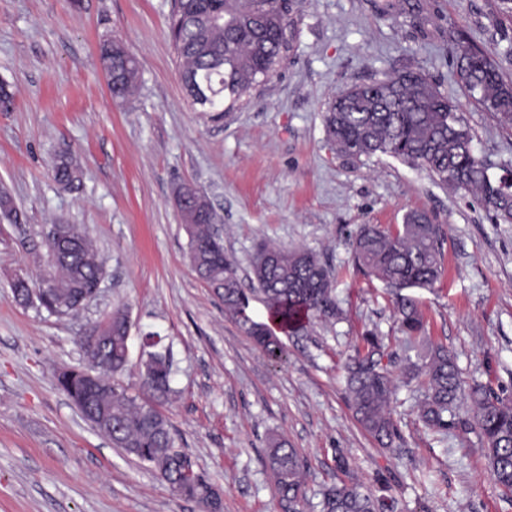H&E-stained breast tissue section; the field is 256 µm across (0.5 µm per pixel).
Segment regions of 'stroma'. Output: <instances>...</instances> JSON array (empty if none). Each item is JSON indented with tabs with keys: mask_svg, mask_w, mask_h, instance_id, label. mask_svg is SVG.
Masks as SVG:
<instances>
[{
	"mask_svg": "<svg viewBox=\"0 0 512 512\" xmlns=\"http://www.w3.org/2000/svg\"><path fill=\"white\" fill-rule=\"evenodd\" d=\"M172 0H0V81L15 95L0 112V188L23 215L0 218V512H199L151 469L85 422L57 385L87 367L76 342L109 312L127 311L138 388L143 337L174 358L164 405L176 444L224 492V512H279L265 465L279 435L307 459L304 512L322 491L358 481L392 500V512H512L486 468L477 433H441L417 418L421 394L398 383L391 407L400 438L388 449L355 421L343 366L363 333L404 352L389 287L356 272L348 238L359 225L394 228L424 210L441 224L443 275L414 289L426 330L417 349L444 344L465 381L512 401V224H494L470 195L381 155L337 157L323 115L347 85L407 66L448 93L476 135L478 154L512 166V130L458 84L448 32L464 30L512 81V8L503 0H296L297 38L269 80L234 109L201 112L183 88L168 27ZM120 40L141 86L113 105L98 44ZM67 151L78 188L51 164ZM195 185L224 228V252L247 278L257 244L305 246L335 270L343 315L312 335L285 338L275 362L224 314L188 258L176 188ZM77 224L104 261L102 292L61 317L13 297L37 279L48 225ZM347 468H339L338 457Z\"/></svg>",
	"mask_w": 512,
	"mask_h": 512,
	"instance_id": "1",
	"label": "stroma"
}]
</instances>
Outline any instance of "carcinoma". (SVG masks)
Listing matches in <instances>:
<instances>
[{
  "instance_id": "1",
  "label": "carcinoma",
  "mask_w": 512,
  "mask_h": 512,
  "mask_svg": "<svg viewBox=\"0 0 512 512\" xmlns=\"http://www.w3.org/2000/svg\"><path fill=\"white\" fill-rule=\"evenodd\" d=\"M294 0H174L170 16L171 39L180 78L191 104L210 111L209 100L223 99L233 109L251 89L275 71L293 49L296 38ZM224 17V25L208 22ZM456 56V78L478 95V102L500 124L512 129V82L503 79L500 64L471 44L463 31L448 32ZM129 54L120 42L103 43L99 60L113 75L121 102L137 89L139 65L124 63ZM324 123L330 149L337 156L361 162L388 155L425 172L436 184L454 193L475 195L494 224H512V171L497 177L474 149V134L459 108L419 70L403 68L343 89L328 105ZM52 174L58 184L73 185L80 172L64 155L54 158ZM0 216L20 223L21 213L10 195L0 192ZM194 221L189 245L202 269L201 279L224 303V314L270 357L284 354L282 337L308 336L319 321L338 319L332 268L309 248H285L260 243L250 265V279L264 296L268 321L247 314L249 296L242 288L235 261L221 255L223 245L213 239L212 225ZM444 231L428 212L412 210L403 224L385 229L362 224L350 241L355 268L394 290L400 329L413 341L424 329V318L414 288H429L442 275ZM48 268L35 281L16 280V298L27 299L42 284L45 309L61 316L74 311L71 298L90 288L102 276L93 240L77 229V240L47 253ZM127 328L116 318L107 326L106 342L91 353L97 372L114 378L112 391L88 397L83 370L60 373L58 387L72 400L82 417L93 423L101 407L112 414V427L97 431L112 437V445L148 466L177 494L199 500L222 512L219 488L203 474L190 477L191 459L177 449L168 418L161 411L173 392L172 359L168 352H146L141 360L139 393L130 395L115 378L129 365ZM363 346L346 364V391L354 417L380 445L389 447L398 436L390 401L398 354H384L382 339L373 331L362 336ZM406 379L420 380L423 398L419 418L434 431L457 429L477 432L486 447L489 470L498 484L512 489V404L481 383L465 386L455 356L441 344L430 345L422 364L402 367ZM469 402L467 414L456 412ZM268 466L283 512H303L307 462L280 437L269 439ZM320 512H388L385 498L358 483L333 484L323 492Z\"/></svg>"
}]
</instances>
